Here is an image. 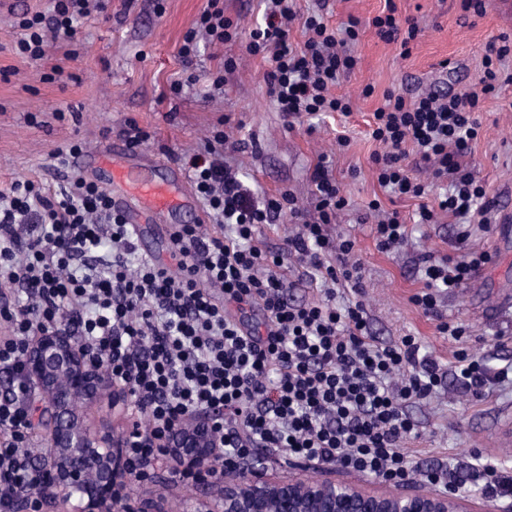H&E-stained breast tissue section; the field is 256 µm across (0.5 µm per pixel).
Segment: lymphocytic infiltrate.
Wrapping results in <instances>:
<instances>
[{
    "label": "lymphocytic infiltrate",
    "instance_id": "f902f5d3",
    "mask_svg": "<svg viewBox=\"0 0 512 512\" xmlns=\"http://www.w3.org/2000/svg\"><path fill=\"white\" fill-rule=\"evenodd\" d=\"M263 2L248 49L268 64L269 93L286 125L325 112L349 115V99L335 88L357 65L346 44L357 40L359 20L350 19L338 32L322 14L307 15L305 39L296 44L289 28L296 0ZM104 9L103 0H52L49 12L19 18L25 35L17 51L39 61L47 33L73 37L81 19ZM231 27L221 0H207L183 37L181 58L191 62L199 38L213 45L231 40ZM509 59L512 35H499L485 45L479 91L390 92L374 111L371 137L379 149L372 162L379 185L421 201L427 187L410 171L426 168L446 186L437 208L421 202L419 223H435L441 211L496 221L498 200L466 159L479 134L481 97L512 85ZM226 142L215 136L187 162L216 229L176 225L173 270L148 256L129 264L134 229L95 182L71 175L54 191L29 179L0 190V288L23 294L22 300L0 302V370L14 376L11 389L0 395V512H12L19 495L37 500L48 490L31 457L33 424L18 374L33 337L62 322L71 325L84 356L106 366L110 380L132 398L139 433L126 453L134 479L149 477L176 429L210 411L222 442L214 462L218 474L265 448L287 463L333 464L390 482L420 473L441 489L458 488L447 467L418 471L406 450L419 436L407 408L441 391L449 375L482 398L490 386L512 382V364L493 369L462 353L444 366L422 354L415 337L376 341L364 304L336 300V285L359 283L361 264L349 259L351 237L336 240L327 231L348 204L327 166L314 169L316 215L308 221L290 193L254 197L225 162ZM368 215L379 251L406 242L408 227L399 212L381 214L373 201ZM286 217L301 221V232L275 250L257 244L261 226ZM292 258L319 275L321 301L289 302L285 272ZM489 260L485 252L456 261L423 256L425 289L413 303L438 315L439 292L461 287ZM253 305L264 320L247 328L236 314Z\"/></svg>",
    "mask_w": 512,
    "mask_h": 512
}]
</instances>
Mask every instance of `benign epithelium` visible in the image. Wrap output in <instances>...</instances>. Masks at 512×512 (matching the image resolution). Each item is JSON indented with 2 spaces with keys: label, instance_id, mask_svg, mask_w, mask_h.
<instances>
[{
  "label": "benign epithelium",
  "instance_id": "7a95c632",
  "mask_svg": "<svg viewBox=\"0 0 512 512\" xmlns=\"http://www.w3.org/2000/svg\"><path fill=\"white\" fill-rule=\"evenodd\" d=\"M23 378L30 404L43 411L50 427V450L43 477L50 490L49 507L59 508L62 492L69 512H174L163 492L147 500L123 493L130 478L126 448L134 427L113 425L91 433L81 408L97 403L106 388V369L91 364L79 351L68 326L37 337L23 358ZM112 416L128 418L126 389L112 384ZM212 415L197 414L177 432L166 456L182 470L201 477L206 492L185 503L182 512H475L470 494L424 492L384 485L372 490L336 479L332 466L317 479L303 474L279 478L263 460L230 466L224 481L213 482L214 449L221 447L212 430Z\"/></svg>",
  "mask_w": 512,
  "mask_h": 512
}]
</instances>
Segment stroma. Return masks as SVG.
I'll use <instances>...</instances> for the list:
<instances>
[{"mask_svg": "<svg viewBox=\"0 0 512 512\" xmlns=\"http://www.w3.org/2000/svg\"><path fill=\"white\" fill-rule=\"evenodd\" d=\"M11 2L0 10V187L39 179L57 188L56 150L73 140L88 151L103 148L130 120L148 134L140 152L178 167L215 132L225 131L238 145L225 159L244 184L262 196L291 192L308 215L314 211L311 174L325 162L349 201L330 233L351 236L362 265L359 287L344 294L364 303L373 337L382 343L417 337L425 353L444 365L460 349L491 362L512 360V86L482 101L470 159L476 178L499 200V219L487 230L469 225L463 241L454 218L443 213L437 223H414L420 202L392 198L380 187L371 162L378 144L369 126L385 92L444 84L462 92L478 84L485 44L512 33V20L491 7L483 17L463 19L459 0H328L323 15L330 27L353 17L361 22L352 47L357 66L336 88L350 98L352 113L307 118L289 128L268 94V64L247 49L262 18V0H224L237 39L219 47L201 44L189 65L179 49L206 0H109L104 13L79 24L74 40H58L37 62L16 54L23 32L15 21L22 12L46 10L49 0ZM390 9L396 17L415 18L421 29L410 57H401L399 43L381 40L370 24ZM228 59L235 63L229 71ZM444 59L456 62L457 70L442 73L438 63ZM218 75L224 78L219 89L212 85ZM177 81L184 84L178 94L170 90ZM368 85L374 92L366 97ZM374 199L410 222L408 240L398 250L380 252L363 221ZM483 251L490 262L463 287L441 295L440 317L412 303L424 287L418 272L423 255L459 259ZM442 318L464 323L466 336L457 341L440 334ZM408 412L420 432L411 443L420 467L447 460L465 471L478 456L512 467V445L503 441L505 425L512 424V385L493 386L478 400L452 382Z\"/></svg>", "mask_w": 512, "mask_h": 512, "instance_id": "stroma-1", "label": "stroma"}]
</instances>
